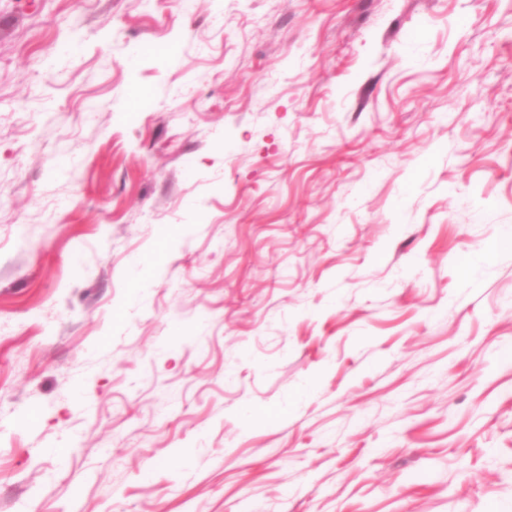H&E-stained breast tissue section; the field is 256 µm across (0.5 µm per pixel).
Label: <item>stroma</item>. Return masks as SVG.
<instances>
[{"mask_svg":"<svg viewBox=\"0 0 512 512\" xmlns=\"http://www.w3.org/2000/svg\"><path fill=\"white\" fill-rule=\"evenodd\" d=\"M509 230L512 0H0V512H512Z\"/></svg>","mask_w":512,"mask_h":512,"instance_id":"1","label":"stroma"}]
</instances>
